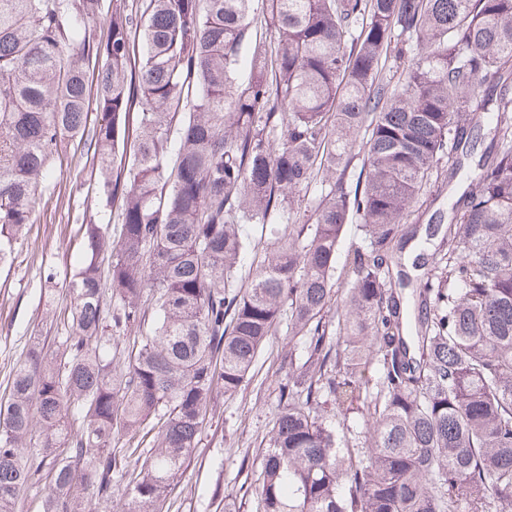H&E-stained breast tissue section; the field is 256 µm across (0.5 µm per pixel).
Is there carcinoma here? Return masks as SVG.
<instances>
[{
  "label": "carcinoma",
  "mask_w": 512,
  "mask_h": 512,
  "mask_svg": "<svg viewBox=\"0 0 512 512\" xmlns=\"http://www.w3.org/2000/svg\"><path fill=\"white\" fill-rule=\"evenodd\" d=\"M253 2L0 0V260L74 144L121 220L0 396V512H170L282 328L258 512H512V0Z\"/></svg>",
  "instance_id": "obj_1"
}]
</instances>
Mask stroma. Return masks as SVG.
<instances>
[{
	"label": "stroma",
	"mask_w": 512,
	"mask_h": 512,
	"mask_svg": "<svg viewBox=\"0 0 512 512\" xmlns=\"http://www.w3.org/2000/svg\"><path fill=\"white\" fill-rule=\"evenodd\" d=\"M91 166L85 152H67L61 171L42 194L36 222L12 255L0 261V394L29 338L40 336L51 344L59 334L40 297L42 266H55L56 303L65 306L64 281L78 268L82 245L77 229L84 217L91 212L100 223H119L118 207L91 209V186L73 179L76 172ZM287 350L284 333L269 337L240 390L216 400L211 420L170 496L172 512H224L210 498L216 488L229 496L236 512H256V478L278 411L268 385Z\"/></svg>",
	"instance_id": "1"
}]
</instances>
